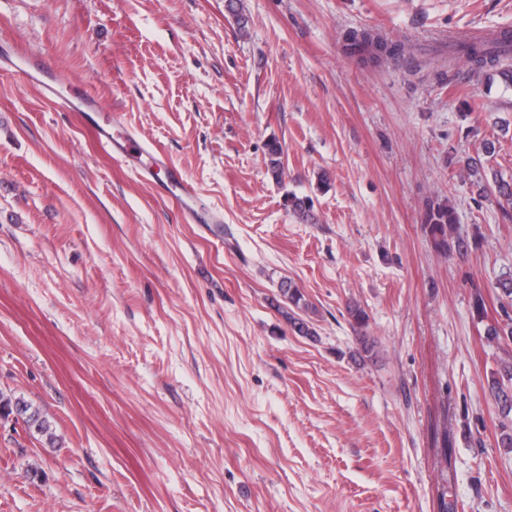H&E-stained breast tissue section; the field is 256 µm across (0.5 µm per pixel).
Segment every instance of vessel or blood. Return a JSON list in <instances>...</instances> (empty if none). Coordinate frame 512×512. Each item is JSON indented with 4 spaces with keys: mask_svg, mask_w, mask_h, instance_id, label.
<instances>
[{
    "mask_svg": "<svg viewBox=\"0 0 512 512\" xmlns=\"http://www.w3.org/2000/svg\"><path fill=\"white\" fill-rule=\"evenodd\" d=\"M0 69L22 72L30 78H37L39 86L55 98L56 102L70 112H92L97 108L95 99L85 93L78 95H61L63 85L59 75L48 70L38 54H19L11 59L0 55ZM100 146L113 158L123 162L136 161L138 172L143 177H151L156 171L166 174L165 190L172 202L183 215L195 224L220 223V215L211 209L199 207L195 186L169 161L164 152L137 138L133 133H112L111 129L102 127L97 132Z\"/></svg>",
    "mask_w": 512,
    "mask_h": 512,
    "instance_id": "1",
    "label": "vessel or blood"
}]
</instances>
